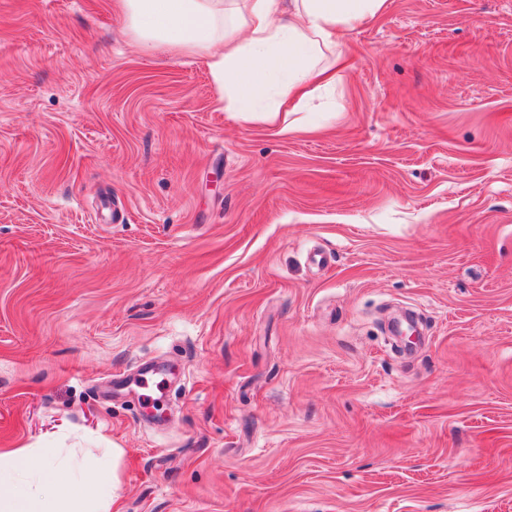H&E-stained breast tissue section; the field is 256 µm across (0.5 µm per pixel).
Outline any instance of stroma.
Returning <instances> with one entry per match:
<instances>
[{
	"label": "stroma",
	"instance_id": "stroma-1",
	"mask_svg": "<svg viewBox=\"0 0 512 512\" xmlns=\"http://www.w3.org/2000/svg\"><path fill=\"white\" fill-rule=\"evenodd\" d=\"M341 49L284 138L116 0H0V448L121 449L112 512H512V0Z\"/></svg>",
	"mask_w": 512,
	"mask_h": 512
}]
</instances>
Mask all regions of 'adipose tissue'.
Instances as JSON below:
<instances>
[{
	"label": "adipose tissue",
	"mask_w": 512,
	"mask_h": 512,
	"mask_svg": "<svg viewBox=\"0 0 512 512\" xmlns=\"http://www.w3.org/2000/svg\"><path fill=\"white\" fill-rule=\"evenodd\" d=\"M134 37L199 54L224 109L285 136L305 98L333 78L323 60L340 27L373 20L386 0H117ZM122 480L113 463L61 458L55 448L0 452V512H110Z\"/></svg>",
	"instance_id": "ef3b65f1"
}]
</instances>
